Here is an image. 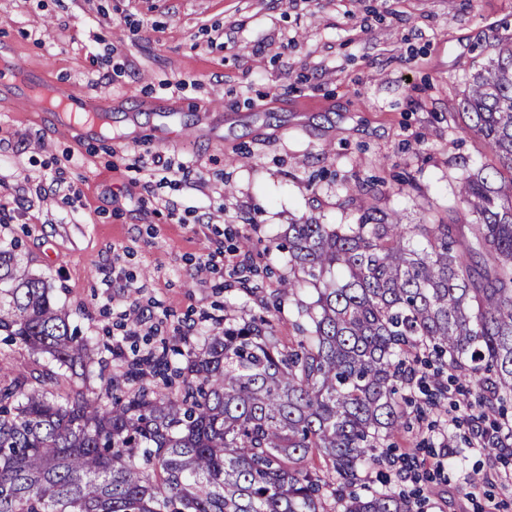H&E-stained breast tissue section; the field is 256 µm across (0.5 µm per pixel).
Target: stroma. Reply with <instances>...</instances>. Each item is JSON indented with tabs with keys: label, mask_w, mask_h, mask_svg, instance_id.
Here are the masks:
<instances>
[{
	"label": "stroma",
	"mask_w": 512,
	"mask_h": 512,
	"mask_svg": "<svg viewBox=\"0 0 512 512\" xmlns=\"http://www.w3.org/2000/svg\"><path fill=\"white\" fill-rule=\"evenodd\" d=\"M511 34L512 0H0L9 60L113 99L107 136H75L16 103L22 87L0 88V249L97 348L133 328L139 352L176 345L183 367L266 303L280 336L295 335L275 248L287 225L352 224L362 206L406 224L444 212L484 160L448 114ZM177 102L185 111L167 112ZM252 263L270 274L249 295L234 273ZM443 431L454 452L424 512H483L491 498L512 512L499 479L512 456L473 445L465 410L412 421L393 451L435 457Z\"/></svg>",
	"instance_id": "35a3bbf8"
}]
</instances>
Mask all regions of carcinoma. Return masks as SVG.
Listing matches in <instances>:
<instances>
[{
    "label": "carcinoma",
    "instance_id": "carcinoma-1",
    "mask_svg": "<svg viewBox=\"0 0 512 512\" xmlns=\"http://www.w3.org/2000/svg\"><path fill=\"white\" fill-rule=\"evenodd\" d=\"M449 119L486 162L442 216L288 225L281 293H316L289 346L265 316L229 323L184 368H100L90 399L88 338L0 250V335L47 358L0 364V512H422L418 490L358 492L408 428L399 386L445 412L447 370L498 430L512 405V36Z\"/></svg>",
    "mask_w": 512,
    "mask_h": 512
}]
</instances>
